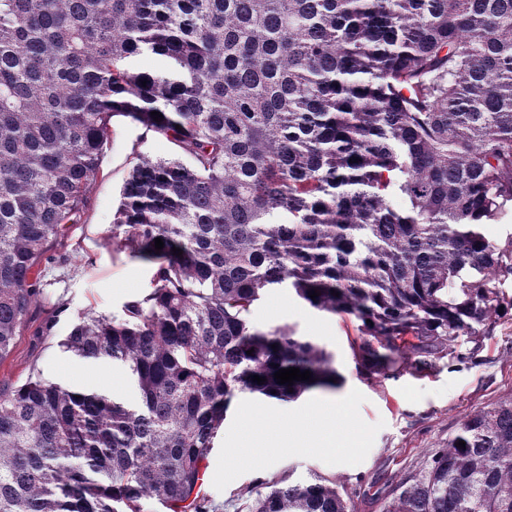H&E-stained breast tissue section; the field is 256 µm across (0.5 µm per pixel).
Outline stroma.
I'll return each instance as SVG.
<instances>
[{
    "label": "stroma",
    "mask_w": 512,
    "mask_h": 512,
    "mask_svg": "<svg viewBox=\"0 0 512 512\" xmlns=\"http://www.w3.org/2000/svg\"><path fill=\"white\" fill-rule=\"evenodd\" d=\"M110 127L100 173L75 224L39 262L37 295L10 353L0 360L2 394L36 370L66 387L103 392L129 405L138 401L125 366L84 360L60 346L83 314L121 316L151 276L149 265L113 246L112 222L136 156L170 158L176 148L125 117L112 118ZM249 319L264 330L285 327L313 337L332 354L343 382L293 402L238 395L219 431L224 445L212 448L206 461V490L215 512H237L260 482L317 476L352 498L358 512H382L385 494L422 469L466 414L512 392V311L496 318L481 347L465 342L456 360L434 361L423 372L405 365L389 377L360 373L354 318L314 311L287 290H266ZM334 405L342 411L333 442H284L281 424Z\"/></svg>",
    "instance_id": "obj_1"
}]
</instances>
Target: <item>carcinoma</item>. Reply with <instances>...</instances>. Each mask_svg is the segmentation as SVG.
<instances>
[{"label":"carcinoma","mask_w":512,"mask_h":512,"mask_svg":"<svg viewBox=\"0 0 512 512\" xmlns=\"http://www.w3.org/2000/svg\"><path fill=\"white\" fill-rule=\"evenodd\" d=\"M145 51L169 71L130 67ZM116 116L191 164L137 158L112 243L152 267L146 292L62 346L127 366L139 400L39 375L0 394V512H212L205 460L238 393L342 383L316 342L248 321L269 288L359 321L368 376L452 359L512 310V237L482 232L512 207V0H0V360ZM289 367L311 381L278 384ZM241 510L356 512L318 478ZM382 512H512V395Z\"/></svg>","instance_id":"obj_1"}]
</instances>
